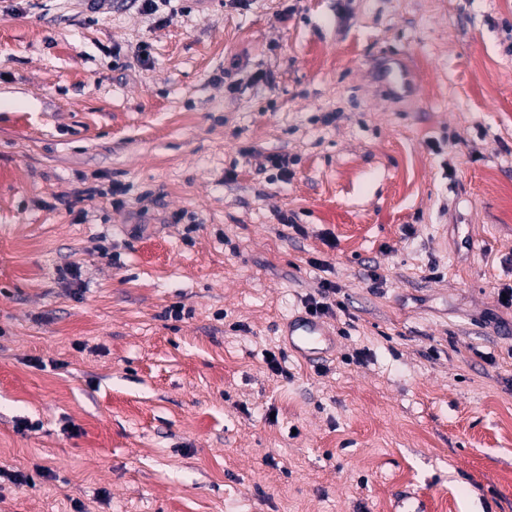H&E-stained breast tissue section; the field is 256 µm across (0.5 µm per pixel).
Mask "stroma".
Listing matches in <instances>:
<instances>
[{
	"label": "stroma",
	"mask_w": 512,
	"mask_h": 512,
	"mask_svg": "<svg viewBox=\"0 0 512 512\" xmlns=\"http://www.w3.org/2000/svg\"><path fill=\"white\" fill-rule=\"evenodd\" d=\"M510 284L512 0H0V512H512ZM380 76L391 96L403 97L411 92L410 79L399 60L384 65ZM332 303L311 298L306 302L305 312L315 318L326 316ZM307 315H297L288 320L285 336L289 348L306 359L328 354L336 346V338L329 328L319 320Z\"/></svg>",
	"instance_id": "stroma-1"
}]
</instances>
